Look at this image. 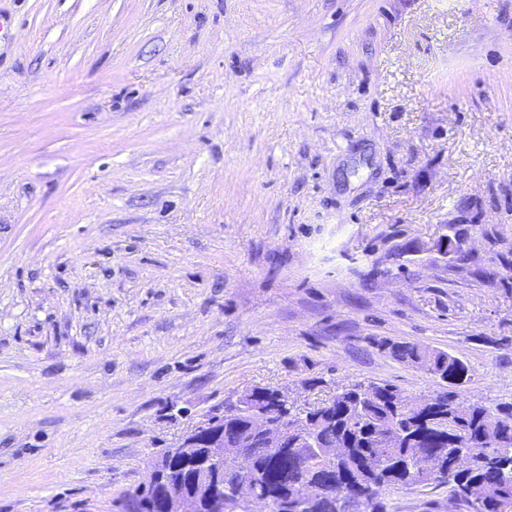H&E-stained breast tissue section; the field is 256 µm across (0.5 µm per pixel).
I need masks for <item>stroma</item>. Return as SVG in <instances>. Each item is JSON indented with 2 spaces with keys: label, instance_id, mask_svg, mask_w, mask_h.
I'll return each mask as SVG.
<instances>
[{
  "label": "stroma",
  "instance_id": "obj_1",
  "mask_svg": "<svg viewBox=\"0 0 512 512\" xmlns=\"http://www.w3.org/2000/svg\"><path fill=\"white\" fill-rule=\"evenodd\" d=\"M381 340L512 402V0H0V512H124L257 386L439 390Z\"/></svg>",
  "mask_w": 512,
  "mask_h": 512
}]
</instances>
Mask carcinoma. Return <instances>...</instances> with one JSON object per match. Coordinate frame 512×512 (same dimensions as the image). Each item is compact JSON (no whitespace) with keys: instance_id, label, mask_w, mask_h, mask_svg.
<instances>
[{"instance_id":"carcinoma-1","label":"carcinoma","mask_w":512,"mask_h":512,"mask_svg":"<svg viewBox=\"0 0 512 512\" xmlns=\"http://www.w3.org/2000/svg\"><path fill=\"white\" fill-rule=\"evenodd\" d=\"M391 358L427 370L441 381L425 415L400 407L401 391L385 383L344 386L330 398L304 408L307 428L325 448H343L332 463L312 462L307 449L296 457H276L262 441L241 446L246 418L235 407L208 418L213 432L224 434V452L239 459L224 469V506L247 512L236 496L248 482L254 493L269 499L268 512H389L385 493L437 482L468 512L512 509V403L495 408L459 394L468 380V365L440 349L392 340L378 343ZM252 396L282 418L269 387H255ZM458 448L472 451L468 469L455 470ZM198 458L176 459L163 476L177 475L192 487ZM160 483L138 487L130 496L140 512H162Z\"/></svg>"}]
</instances>
